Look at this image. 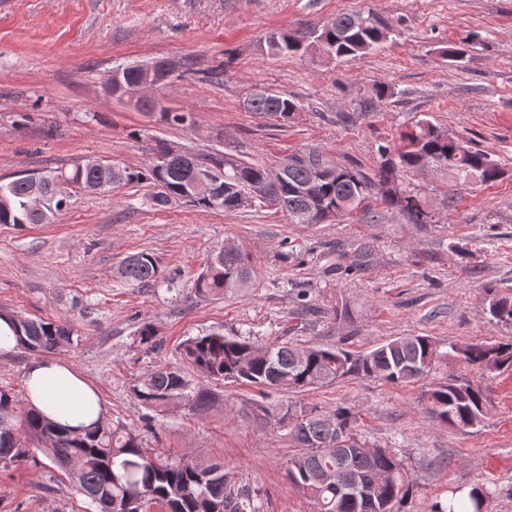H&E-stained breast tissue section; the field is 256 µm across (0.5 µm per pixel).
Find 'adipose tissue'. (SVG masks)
<instances>
[{"label": "adipose tissue", "instance_id": "ef3b65f1", "mask_svg": "<svg viewBox=\"0 0 512 512\" xmlns=\"http://www.w3.org/2000/svg\"><path fill=\"white\" fill-rule=\"evenodd\" d=\"M25 387L27 405L65 430L77 433L105 418L96 388L66 362L34 359L26 368Z\"/></svg>", "mask_w": 512, "mask_h": 512}]
</instances>
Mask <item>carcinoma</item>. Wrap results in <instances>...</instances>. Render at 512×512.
Instances as JSON below:
<instances>
[{
    "mask_svg": "<svg viewBox=\"0 0 512 512\" xmlns=\"http://www.w3.org/2000/svg\"><path fill=\"white\" fill-rule=\"evenodd\" d=\"M391 30L372 12L341 13L316 36L317 47L330 57L343 59L373 51L390 38ZM267 45L275 55L305 52L308 47L287 33L273 32ZM136 108L156 112L170 124H184L188 115L172 112L157 98L147 97ZM301 109L298 101L261 91L251 96L248 110L259 115L287 119ZM444 131L430 120L416 122L405 134L407 143L395 156L381 148L384 161L369 175L352 166L331 161H307L288 171L286 184L267 204L288 215L292 224H323L358 209L371 195L376 183L396 178L399 169L420 167L423 158L432 167L444 168L463 184H489L501 176L498 163L485 151L467 145L455 146L443 140ZM211 157L219 167L212 171L209 191L190 201L202 210L236 212L235 197L248 195L262 182L267 166L229 161L224 154ZM195 175V160L170 157L144 168H125L123 177L111 179L108 164L88 166L79 162L69 169L49 171L39 177L21 174L0 184V224H51L60 214L62 189L103 191L116 183L145 185L152 189V201L164 206L181 195ZM311 182L316 205L294 188ZM162 190H156V187ZM43 194L40 209L28 207L33 188ZM384 203L398 210L410 224H420L423 202L412 191L401 189L384 197ZM113 277L127 286L144 287L160 279L155 257L145 251L126 256L113 270ZM257 280L252 256L242 250L219 248L206 259L195 280L202 297L227 294ZM487 312L496 322L512 327V289L493 285L485 288ZM17 344L33 354H49L79 343L77 331L64 321L31 320L14 317ZM182 355L203 377L217 383L245 384L280 392H297L331 385L349 376L375 377L392 384L414 383L426 378L440 363L456 362L458 368L446 381L421 394L426 410L439 423L459 430L481 425L487 414L486 388L473 381L476 370L493 371L512 367V342L442 344L432 336H400L373 350L353 354L341 347H300L288 342L258 345L251 333L227 336L206 331L182 345ZM146 409L164 413L183 404L194 414L206 413L212 395L194 389L178 368L158 365L132 388ZM262 415L285 423L302 452L288 460V480L309 495L318 512H402L412 493L413 480L402 460L388 448H371L355 433L356 417L338 405L327 415L305 411L291 402L270 409L259 407ZM63 467L75 460L68 471L75 490L99 512H145L149 503L163 512H263L258 495L230 477L221 459L199 461L175 459L143 446L134 430L96 423L79 434L59 430L41 420L10 389L0 387V469L15 468L35 458L34 451ZM490 491L474 486L469 499L438 505L435 512H487Z\"/></svg>",
    "mask_w": 512,
    "mask_h": 512,
    "instance_id": "cac0c4a2",
    "label": "carcinoma"
}]
</instances>
